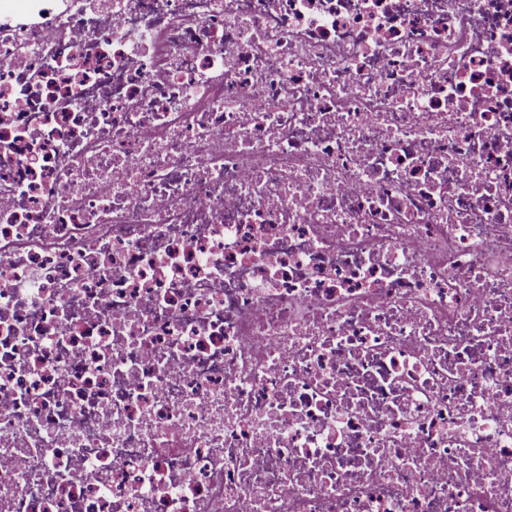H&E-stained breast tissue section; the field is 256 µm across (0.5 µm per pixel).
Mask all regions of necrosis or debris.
Returning a JSON list of instances; mask_svg holds the SVG:
<instances>
[{
	"instance_id": "necrosis-or-debris-1",
	"label": "necrosis or debris",
	"mask_w": 512,
	"mask_h": 512,
	"mask_svg": "<svg viewBox=\"0 0 512 512\" xmlns=\"http://www.w3.org/2000/svg\"><path fill=\"white\" fill-rule=\"evenodd\" d=\"M0 512H512V0H0Z\"/></svg>"
}]
</instances>
